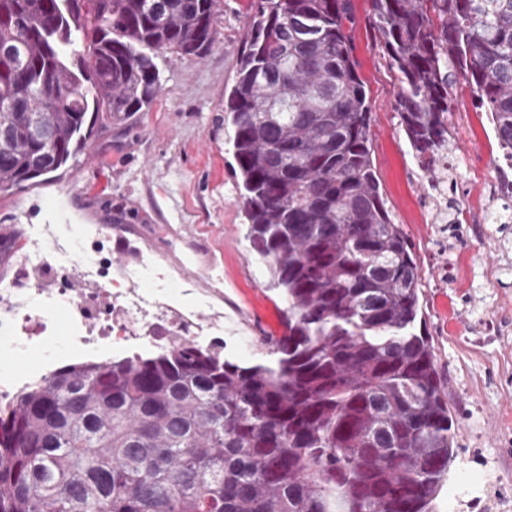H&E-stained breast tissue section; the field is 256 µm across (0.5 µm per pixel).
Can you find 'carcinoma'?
<instances>
[{"mask_svg": "<svg viewBox=\"0 0 512 512\" xmlns=\"http://www.w3.org/2000/svg\"><path fill=\"white\" fill-rule=\"evenodd\" d=\"M371 2L430 187L460 75L512 159V0ZM215 6L0 0V194L150 107L161 60L212 47ZM349 22L350 0H253L224 107L250 248L285 304L275 360L183 343L61 365L0 406V512H431L455 423ZM15 241L0 233L1 263Z\"/></svg>", "mask_w": 512, "mask_h": 512, "instance_id": "carcinoma-1", "label": "carcinoma"}]
</instances>
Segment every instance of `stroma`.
<instances>
[{
  "mask_svg": "<svg viewBox=\"0 0 512 512\" xmlns=\"http://www.w3.org/2000/svg\"><path fill=\"white\" fill-rule=\"evenodd\" d=\"M252 0H218L217 38L201 58L167 56L154 103L127 126L95 134L76 160L0 195V232L53 224L59 236L108 228L112 266L160 257L171 281L215 292L224 309L221 353L243 366L270 362L262 339L282 332L284 303L246 237L224 104ZM353 56L373 121L371 149L386 207L422 270L421 327L434 348L455 421L457 457L432 512H481L463 471L493 469L512 485V223H437L427 176L393 108L399 82L378 41L371 0H350ZM447 206L488 190L501 161L486 114L464 80L451 89Z\"/></svg>",
  "mask_w": 512,
  "mask_h": 512,
  "instance_id": "35a3bbf8",
  "label": "stroma"
}]
</instances>
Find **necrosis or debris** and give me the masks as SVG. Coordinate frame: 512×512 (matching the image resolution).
Wrapping results in <instances>:
<instances>
[{
  "instance_id": "1",
  "label": "necrosis or debris",
  "mask_w": 512,
  "mask_h": 512,
  "mask_svg": "<svg viewBox=\"0 0 512 512\" xmlns=\"http://www.w3.org/2000/svg\"><path fill=\"white\" fill-rule=\"evenodd\" d=\"M49 234V225H29L18 248L19 273L0 284V403L68 359L222 339L223 314L165 297L168 277L157 262L116 273L107 234L76 236L72 252L51 245ZM75 267L88 282L80 292L65 285Z\"/></svg>"
}]
</instances>
